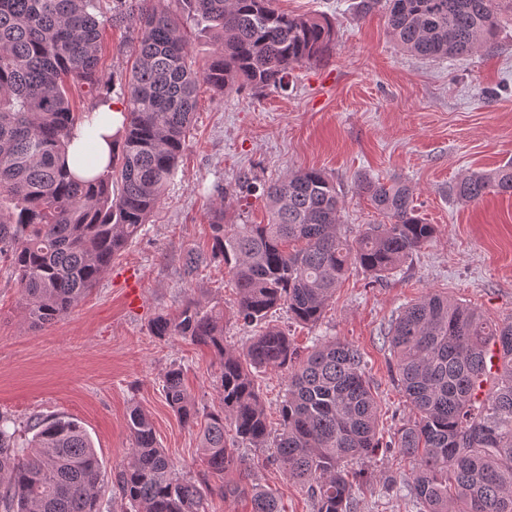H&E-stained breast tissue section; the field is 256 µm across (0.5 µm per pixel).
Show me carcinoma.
Returning <instances> with one entry per match:
<instances>
[{"label":"carcinoma","instance_id":"carcinoma-1","mask_svg":"<svg viewBox=\"0 0 512 512\" xmlns=\"http://www.w3.org/2000/svg\"><path fill=\"white\" fill-rule=\"evenodd\" d=\"M102 0H0V258L9 262L24 320L51 325L76 306L129 242L143 231L178 168L197 106L199 83L217 94L284 87L289 72L322 61L335 47L325 15L278 11L273 0H109L110 20L131 29L134 62L124 80V122L106 170L89 180L64 157L75 129L111 100L114 79L101 65ZM499 0H386L387 28L399 47L427 58H456L490 44ZM216 43L202 67L189 53L187 28ZM92 97L73 109L71 91ZM357 189L386 216L350 242L339 231L336 184L315 168L290 171L263 189L266 224H226L211 209V253L188 251L183 276L222 262L238 290L237 321L262 323L282 306L315 325L354 267L376 282L394 275L428 243L434 226L404 181L361 179ZM461 202L512 193V162L471 172L450 188ZM160 339L181 338L220 360L222 407L200 414L183 370L164 375L165 398L200 426L201 459L224 475L246 464L227 446L225 426L281 468L315 502L316 512H361L365 460L380 448L377 405L353 346L316 338L300 356L287 334L267 326L241 349L224 345V314L189 300L150 324ZM400 391L414 417L388 447L410 456L405 485L416 512H512V321L492 323L476 308L438 293L408 303L389 330ZM495 353L496 370L487 365ZM288 370L281 428L271 429L257 373ZM0 415V506L4 512H99L101 464L83 424L67 415L37 417L27 438ZM133 448L115 475L131 512H208V497L250 498L252 512H286L269 490L248 481L202 485L176 472L158 446L152 420L134 407Z\"/></svg>","mask_w":512,"mask_h":512}]
</instances>
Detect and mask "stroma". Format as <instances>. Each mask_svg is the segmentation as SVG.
I'll list each match as a JSON object with an SVG mask.
<instances>
[{
    "mask_svg": "<svg viewBox=\"0 0 512 512\" xmlns=\"http://www.w3.org/2000/svg\"><path fill=\"white\" fill-rule=\"evenodd\" d=\"M360 0H274L291 14H327L336 47L317 64L297 67L287 90L249 88L224 94L201 86L192 133L176 176L143 231L113 260L95 288L58 322L29 326L8 266L0 263V415L25 433L35 416L79 419L102 461L100 512H128L113 485L132 441L131 407L152 419L157 441L175 467L209 476L198 460L196 429L168 406L162 380L180 365L199 409L220 407V363L209 349L179 338L161 339L150 320L185 300L224 310V339L241 347L250 328L236 321L237 294L223 265L183 279L182 258L209 252L216 186L243 175L259 183L288 171L316 168L335 183L348 239L385 218L355 189L360 177L408 181L415 205L435 227L387 282L350 271L315 325L289 321L277 310L271 324L287 329L298 350L317 336L357 347L379 404L383 440L412 410L400 392L388 326L406 303L435 292L470 304L494 321L512 319V194L460 203L449 194L461 175L512 160V0L501 4L492 45L471 55L428 61L402 52L387 29L384 7L369 14ZM102 62L116 81L131 65L127 27L106 26ZM254 482L276 494L286 512H314L300 486L245 448Z\"/></svg>",
    "mask_w": 512,
    "mask_h": 512,
    "instance_id": "stroma-1",
    "label": "stroma"
}]
</instances>
